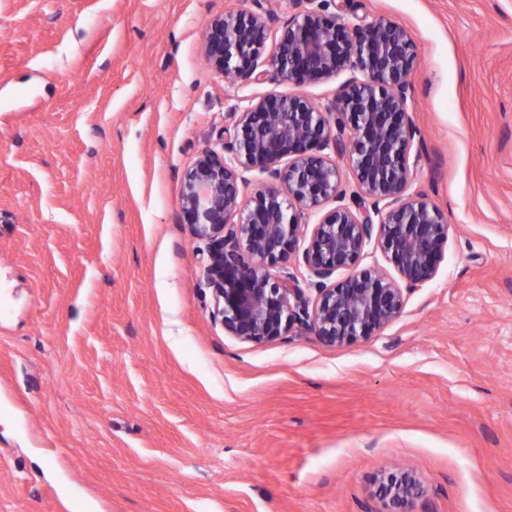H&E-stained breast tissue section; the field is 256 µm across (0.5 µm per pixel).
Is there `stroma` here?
<instances>
[{"instance_id":"1","label":"stroma","mask_w":512,"mask_h":512,"mask_svg":"<svg viewBox=\"0 0 512 512\" xmlns=\"http://www.w3.org/2000/svg\"><path fill=\"white\" fill-rule=\"evenodd\" d=\"M251 0H0V512H512V0H345L417 52L411 190L448 216L434 280L335 347L225 333L181 176L268 94L211 17ZM383 485L384 495L389 498L393 512H415V501L423 494L421 483L416 477L410 474L389 476Z\"/></svg>"}]
</instances>
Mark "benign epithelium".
Wrapping results in <instances>:
<instances>
[{
    "label": "benign epithelium",
    "instance_id": "7a95c632",
    "mask_svg": "<svg viewBox=\"0 0 512 512\" xmlns=\"http://www.w3.org/2000/svg\"><path fill=\"white\" fill-rule=\"evenodd\" d=\"M255 8L205 23L204 54L239 83L270 77L305 85L351 74L330 105L301 94L258 98L224 128V154L206 150L185 170L180 208L191 233L207 241L206 282L212 316L242 342L261 343L292 329L342 346L398 319L407 294L433 280L445 256L447 215L421 194L408 193L416 130L409 118L408 75L415 44L401 26L377 18L338 22L336 0H294L267 48L271 14ZM352 174L344 187L342 167ZM259 175L269 186L243 206V188ZM335 206L327 211L328 202ZM318 213L314 225L302 221ZM301 260L315 293L309 300L288 261L300 239ZM374 243L383 266L359 268ZM349 275L336 281V273ZM393 512H414L416 477L385 481Z\"/></svg>",
    "mask_w": 512,
    "mask_h": 512
}]
</instances>
